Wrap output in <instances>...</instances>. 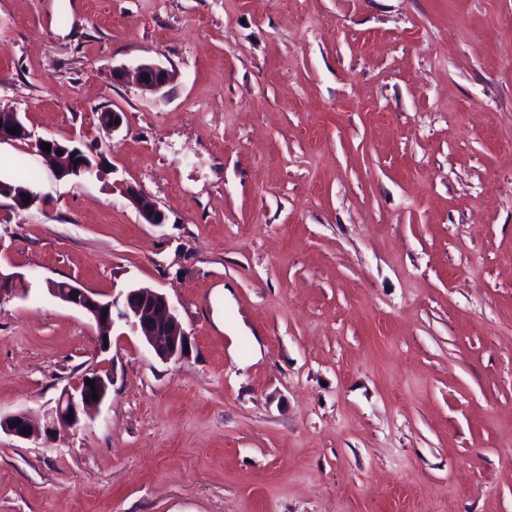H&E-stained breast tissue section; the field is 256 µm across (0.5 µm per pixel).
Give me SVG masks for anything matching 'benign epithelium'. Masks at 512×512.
<instances>
[{"label":"benign epithelium","instance_id":"obj_1","mask_svg":"<svg viewBox=\"0 0 512 512\" xmlns=\"http://www.w3.org/2000/svg\"><path fill=\"white\" fill-rule=\"evenodd\" d=\"M135 77L142 89L158 93L173 82L174 74L158 64L145 62L135 71ZM149 81H144V78ZM18 133L13 134L11 130ZM24 142L40 156L55 178L85 179L99 176L102 163L84 152L74 144V140L59 141L34 137L20 113L13 109L0 107V143ZM51 145L50 151L41 148L42 143ZM0 196L9 198L20 208H29L38 199L37 194L29 191L23 198H18L5 188V182L0 180ZM127 197L139 216L147 224L164 223V215L156 203L139 190L131 187ZM29 282L22 273L0 271V302L26 294ZM48 291L60 301L86 313L95 321L98 327V348L104 347V337L110 336L119 319L126 322L137 333L157 358L162 361H177L185 355V349L190 346L188 333L182 326L175 308L166 294L151 288H130L126 293L111 300H101L97 295L85 288L72 284L59 285L48 282ZM95 381V387H90L86 381ZM111 378L98 373L84 375L74 386L63 390L57 399L55 407L45 415L43 427L35 428L24 413H16L5 417L0 416V430L23 440L44 438L52 439L61 428H74L82 420L94 417L107 396ZM98 394V399H92V393ZM73 418H68V414Z\"/></svg>","mask_w":512,"mask_h":512}]
</instances>
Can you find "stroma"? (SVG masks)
<instances>
[{
	"label": "stroma",
	"mask_w": 512,
	"mask_h": 512,
	"mask_svg": "<svg viewBox=\"0 0 512 512\" xmlns=\"http://www.w3.org/2000/svg\"><path fill=\"white\" fill-rule=\"evenodd\" d=\"M0 105L103 163L0 144V416L112 379L0 431V512H512V0H0ZM49 280L165 293L188 353ZM144 74H148V77H144ZM135 77L142 89L158 93L173 82L174 74L158 64L145 62L136 68ZM145 78H149V81L144 82ZM127 197L139 216L147 224H163L164 215L156 203L133 187L127 190ZM29 289V282L22 273H3L0 270V303L6 299L25 295ZM86 380L95 381L98 400L92 399V390L90 385L86 384ZM111 382L109 376L106 378L98 373L84 375L76 385L61 392L55 407L46 413L43 428L36 429L26 414L16 413L0 416V430L23 440L41 437L46 441L51 440L57 430L74 428L85 418L94 417L107 396ZM69 413L73 414V419H67ZM14 421H18V424H14ZM22 429H27V433L22 432Z\"/></svg>",
	"instance_id": "obj_1"
}]
</instances>
